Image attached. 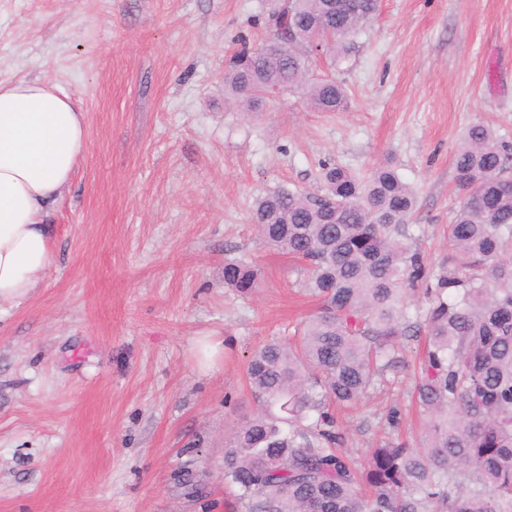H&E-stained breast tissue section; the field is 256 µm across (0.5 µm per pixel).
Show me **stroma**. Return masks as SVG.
I'll use <instances>...</instances> for the list:
<instances>
[{"instance_id":"35a3bbf8","label":"stroma","mask_w":512,"mask_h":512,"mask_svg":"<svg viewBox=\"0 0 512 512\" xmlns=\"http://www.w3.org/2000/svg\"><path fill=\"white\" fill-rule=\"evenodd\" d=\"M267 0H0V76L41 79L85 115L88 147L50 211L55 262L25 301L0 304V512H247L224 483V442L255 404L253 351L317 312L308 272L268 248L256 197L316 191L322 163L367 176L390 163L415 192L431 271L464 194L466 129L512 145V0H380L313 78L349 96L317 112L283 93L247 116L224 105L241 39L269 36ZM259 289L224 285V262ZM335 411L342 447H419L413 365ZM191 464L208 494L184 496ZM224 285L227 288H233L241 295H249L258 286L257 272L243 261L225 260Z\"/></svg>"}]
</instances>
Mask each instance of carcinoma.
<instances>
[{
  "label": "carcinoma",
  "instance_id": "carcinoma-1",
  "mask_svg": "<svg viewBox=\"0 0 512 512\" xmlns=\"http://www.w3.org/2000/svg\"><path fill=\"white\" fill-rule=\"evenodd\" d=\"M275 39L244 43L224 71V103L254 113L272 86L316 112L347 107L344 87L309 79L314 50L336 54L379 0H274ZM465 199L448 224L454 265L428 274L412 247L413 189L380 165L365 180L326 164L321 189L256 198L265 244L302 260L323 309L293 341L271 340L248 363L257 408L225 443L224 479L248 512H512V154L470 126L453 156ZM242 295L257 272L224 260ZM424 288L425 314L409 290ZM425 333L416 393L428 414L420 448L386 443L361 465L340 450L333 404L353 406L402 362V339ZM185 495L199 475L176 473Z\"/></svg>",
  "mask_w": 512,
  "mask_h": 512
}]
</instances>
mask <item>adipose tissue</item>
Instances as JSON below:
<instances>
[{"label":"adipose tissue","instance_id":"adipose-tissue-1","mask_svg":"<svg viewBox=\"0 0 512 512\" xmlns=\"http://www.w3.org/2000/svg\"><path fill=\"white\" fill-rule=\"evenodd\" d=\"M88 145L85 117L42 80L0 78V301L22 302L53 263L48 210Z\"/></svg>","mask_w":512,"mask_h":512}]
</instances>
